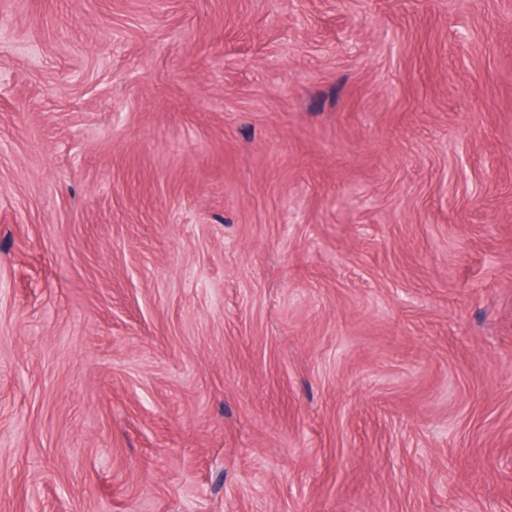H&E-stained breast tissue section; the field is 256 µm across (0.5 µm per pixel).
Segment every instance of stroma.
I'll return each mask as SVG.
<instances>
[{"instance_id":"1","label":"stroma","mask_w":512,"mask_h":512,"mask_svg":"<svg viewBox=\"0 0 512 512\" xmlns=\"http://www.w3.org/2000/svg\"><path fill=\"white\" fill-rule=\"evenodd\" d=\"M0 512H512V0H0Z\"/></svg>"}]
</instances>
